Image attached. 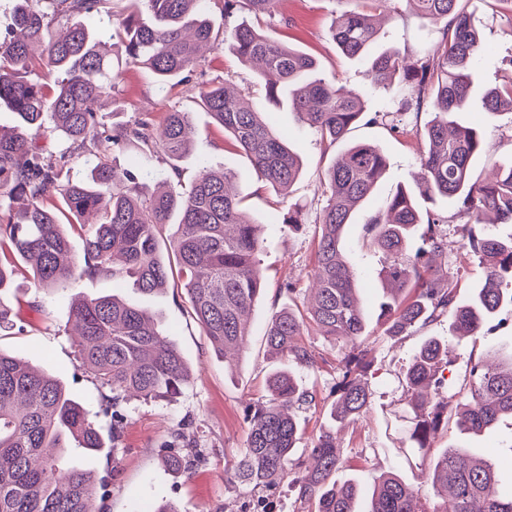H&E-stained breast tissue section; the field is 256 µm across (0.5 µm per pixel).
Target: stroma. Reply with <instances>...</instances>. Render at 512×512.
<instances>
[{"label":"stroma","instance_id":"1","mask_svg":"<svg viewBox=\"0 0 512 512\" xmlns=\"http://www.w3.org/2000/svg\"><path fill=\"white\" fill-rule=\"evenodd\" d=\"M356 6L357 0H279L278 9L288 22L279 26L278 36L285 44L313 57L321 77L358 92L364 85L363 66L346 58L333 38L337 16ZM466 8L480 32L484 61L473 74L469 109L456 113L455 120L486 136L487 145L472 165V176L478 179L512 157V115H492L480 109L484 89L500 84L505 74L502 60L512 55V25L507 22L511 14L499 0H468ZM379 25L380 43L385 48L432 45L441 38L439 29L409 12L403 0H396L393 12L381 15ZM205 69L209 77L222 78L238 89L254 108L269 113L299 154L302 169L288 196H279L258 181L248 156L198 106L196 82L162 88L147 69L133 68L125 73L117 96L101 111L107 116L117 111L125 119L143 113L157 123L173 110L190 112L198 135L191 152L181 161L185 178H192L203 160L213 169L233 174L246 209L264 224L266 244L258 255L263 292L248 319L247 342L234 365L224 363L212 349L191 314L183 287L172 284L163 293L145 296L128 278L120 282L85 278L64 290H43L35 286L30 268L21 261L16 264L9 291L0 298L15 315L13 326L0 330V348L54 374L95 411L100 407L101 391L93 376L78 367L71 334V301L113 293L148 309L159 317L164 332L181 350L192 370L191 379L169 402L129 399L117 455L101 453L86 459L90 470L112 476L107 497L96 503L99 512H147L163 500L172 502L177 512H212L218 505L224 512H242L245 502L259 497L268 499L275 512H298L297 491L290 480L260 491L233 480L234 465L250 431L245 407L268 398L270 376L287 370L300 389L315 395L314 404L297 413L304 434L295 456L307 459L312 441L333 425L330 411L335 401L333 388L341 376L337 361L343 344L330 341L315 325H308L302 341L315 351L316 361L306 369L270 352L265 332L273 314L285 304H293L302 312L307 309L308 286L316 262L315 220L326 203L321 185L325 171L348 145H372L387 157L389 167L344 232L346 257L356 272L367 315L372 406L361 421L342 432L340 451L346 464L337 472L336 481L358 483L359 512H366L369 506L374 477L385 472L397 473L419 488L422 498L435 502L432 487L423 481L432 459L412 454L403 433V378L425 339L449 337V322L444 319L430 323L399 337L386 335L378 320V302L388 283L383 277L382 255L372 245L368 226L370 218L399 188L414 189L413 173L424 148L422 140L414 133L396 132L362 120L351 127L343 141L331 146L302 127L287 106L269 104L253 70L235 57L221 50L211 52ZM291 207L300 210V223H269L272 213ZM443 231L448 237V253L436 258L434 265L451 269L458 278L461 298H468L474 288L481 286L483 269L477 256L462 249L455 223L445 224ZM288 281L297 288L291 297L282 289ZM488 343H512V308L502 307L486 324L484 336L453 341V362L444 372L449 392L459 390L469 355L480 354ZM174 436L195 445L201 454L200 462L185 477L168 474L158 455L162 443Z\"/></svg>","mask_w":512,"mask_h":512}]
</instances>
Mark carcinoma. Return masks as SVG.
<instances>
[{"instance_id":"carcinoma-1","label":"carcinoma","mask_w":512,"mask_h":512,"mask_svg":"<svg viewBox=\"0 0 512 512\" xmlns=\"http://www.w3.org/2000/svg\"><path fill=\"white\" fill-rule=\"evenodd\" d=\"M101 2L15 0L12 22L0 40V108L18 118L11 131L0 127V213L8 215L0 224V247L24 260L37 285L47 289L67 288L85 277H128L140 293L153 295L176 275L202 332L225 358L242 348L260 292L261 225L244 211L229 174L205 163L181 191L146 192L149 171L143 161L154 157L167 165L164 183L181 184L179 161L196 135L191 113L169 112L157 127L144 117L108 124L95 106L112 98L130 67L147 68L162 87L197 74L203 77L200 108L250 157L258 180L284 196L299 175L298 155L263 113L243 105L224 83L205 78L201 50L222 48L254 68L265 81L270 103L288 92L297 121L330 145L344 139L366 113L363 95L318 78L315 59L277 39L273 24L268 31L257 26L263 18L274 19L278 0H129L130 10L113 34L125 46V55L116 60L81 24L66 28L63 36L54 32L71 15L98 13ZM360 2L362 7L336 19V43L344 56L366 65L370 88L394 86L399 98L395 112L378 111L370 121L391 116L403 124L412 113L431 111V120L413 129L426 144L419 157L418 192L430 202L441 198L453 204L461 239L484 269L483 286L467 302L457 303L458 282L430 265L434 254L448 249L439 228L446 220L422 211L414 193L397 191L370 220L374 244L388 263L389 295L380 304L386 334L401 336L448 316L452 336L477 337L504 304L512 305V234L502 238L485 231L491 222L512 224V158L493 177L473 179L472 162L483 149V138L452 121L468 105L471 71L481 58L479 34L462 0H404L419 18L439 27L441 40L432 49H382L373 11L388 0ZM213 5L219 6V24L211 17ZM55 73L62 79L52 91L46 79ZM481 106L512 114V76L487 89ZM47 137L62 148L39 145ZM103 141L131 153L128 167L91 160L85 176H71L73 164L94 155ZM386 169V157L374 147L358 143L345 149L325 173L326 205L316 219L321 233L309 318L323 335L349 348L333 389L331 415L339 429L371 406L362 379L367 351L359 349L366 318L343 233ZM52 197L61 206H48ZM63 216L95 218L79 251ZM174 217L177 230L164 245L163 228ZM423 223L426 228L414 244L411 228ZM71 315L79 368L103 389L98 416L112 422V441L127 418L128 396L165 400L189 381L180 349L145 309L112 294L75 300ZM304 327L303 316L283 307L267 327L269 351L302 367L313 365L314 350L300 340ZM450 354L451 341L429 338L404 374L411 414L404 432L409 447L422 455L452 418L453 397L446 395L442 375ZM464 382L461 430L476 435L503 417L512 418V352L498 362L468 359ZM269 390L266 401L247 409L251 429L235 464L237 480L254 489L293 473L301 434L295 412L313 402L287 371L272 374ZM71 438L88 454L106 448L95 417L57 379L0 349V512H91L90 500L105 498L112 474L99 477L80 466L68 454ZM160 451L173 475L187 472L195 462L174 441ZM309 452L314 465L297 484L300 503H315V512H356L358 484L333 480L345 464L336 432H322ZM424 478L442 504L424 505L413 486L383 473L373 480L367 512H512V492L497 490L500 468L469 448L448 446Z\"/></svg>"}]
</instances>
